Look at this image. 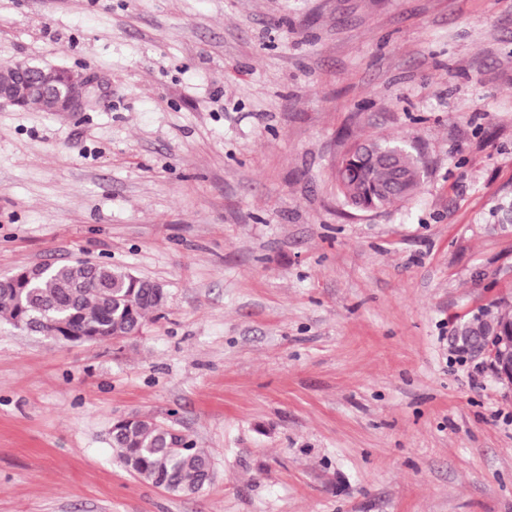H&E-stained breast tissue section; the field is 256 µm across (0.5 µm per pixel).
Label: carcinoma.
Wrapping results in <instances>:
<instances>
[{"label": "carcinoma", "instance_id": "obj_1", "mask_svg": "<svg viewBox=\"0 0 512 512\" xmlns=\"http://www.w3.org/2000/svg\"><path fill=\"white\" fill-rule=\"evenodd\" d=\"M425 164L421 153L399 136L370 135L354 140L341 159L336 192L344 206L384 212L417 192ZM488 223L512 224V192L489 210ZM166 293L155 281L109 264L84 261L49 266L22 288L0 278V317L15 328L45 336H89L91 342L121 340L140 333L150 315L161 316ZM483 312L457 327L470 343L512 326V305ZM128 470L137 478L172 493L197 492L210 479L211 458L195 440L171 424L137 416L111 432Z\"/></svg>", "mask_w": 512, "mask_h": 512}]
</instances>
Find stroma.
<instances>
[{"instance_id":"1","label":"stroma","mask_w":512,"mask_h":512,"mask_svg":"<svg viewBox=\"0 0 512 512\" xmlns=\"http://www.w3.org/2000/svg\"><path fill=\"white\" fill-rule=\"evenodd\" d=\"M96 75L82 112L0 107V278L101 261L160 281L134 337L0 321V512H512V385L452 344L512 303V0H0V62ZM427 169L344 208L354 138ZM147 414L213 458L146 483ZM488 224H512V192H505L489 210ZM111 432L128 470L137 478L172 493L198 492L210 479L211 458L195 440L171 424L134 416Z\"/></svg>"}]
</instances>
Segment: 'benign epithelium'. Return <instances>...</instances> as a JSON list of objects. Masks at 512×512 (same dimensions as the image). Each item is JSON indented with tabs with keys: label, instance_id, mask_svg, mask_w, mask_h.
Listing matches in <instances>:
<instances>
[{
	"label": "benign epithelium",
	"instance_id": "benign-epithelium-1",
	"mask_svg": "<svg viewBox=\"0 0 512 512\" xmlns=\"http://www.w3.org/2000/svg\"><path fill=\"white\" fill-rule=\"evenodd\" d=\"M92 85L88 73L39 60L0 65V104L17 108L25 107L28 95L37 93L49 112H80ZM472 356L484 359L502 381L512 383V335L500 337L495 348L475 346Z\"/></svg>",
	"mask_w": 512,
	"mask_h": 512
}]
</instances>
